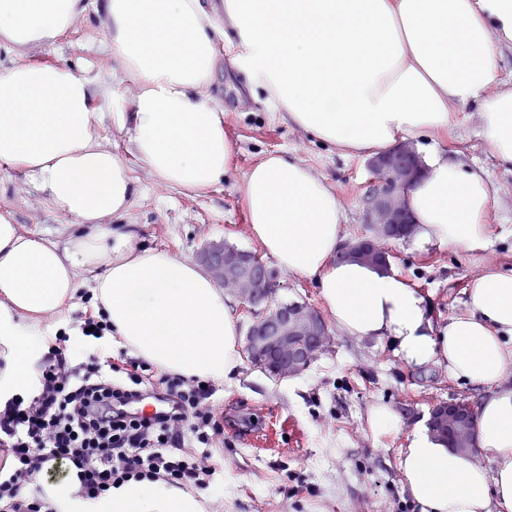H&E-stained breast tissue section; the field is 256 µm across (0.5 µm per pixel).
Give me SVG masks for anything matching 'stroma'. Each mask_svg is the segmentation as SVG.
<instances>
[{"label": "stroma", "mask_w": 512, "mask_h": 512, "mask_svg": "<svg viewBox=\"0 0 512 512\" xmlns=\"http://www.w3.org/2000/svg\"><path fill=\"white\" fill-rule=\"evenodd\" d=\"M104 19L88 12L52 46H30L0 65L51 60L82 66L98 96L120 87L134 97L118 60L104 43ZM208 95L224 109V132L235 145L229 171L206 189H184L157 180L133 164L137 192L123 217L141 240L195 259L213 241L257 251L242 199L244 176L266 152H281L334 188L346 215L347 238L364 233L360 198L370 178L366 159L322 145L307 131L278 118L275 108L250 95L229 59H221ZM481 114L462 108L453 133L439 149L466 164L483 166L496 188L489 216L491 246L480 253L446 248L411 251L390 243L392 263L428 299L434 322L463 311V293L492 267L512 264V173L498 167L479 136ZM0 213L23 231L64 240L69 217L52 211L29 178L0 167ZM215 412L224 418V440L213 451L214 480L205 489L204 512H415L403 491L399 456L413 426L427 420L431 402L475 400V389L454 381L448 368L417 370L385 343L334 334L333 343L303 374L277 380L243 362L230 382L215 383ZM388 405L398 429L377 435L368 422L373 404ZM264 416L276 430L271 446L252 445Z\"/></svg>", "instance_id": "35a3bbf8"}]
</instances>
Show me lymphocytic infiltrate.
Listing matches in <instances>:
<instances>
[{
	"label": "lymphocytic infiltrate",
	"mask_w": 512,
	"mask_h": 512,
	"mask_svg": "<svg viewBox=\"0 0 512 512\" xmlns=\"http://www.w3.org/2000/svg\"><path fill=\"white\" fill-rule=\"evenodd\" d=\"M141 362H74L56 343L37 362L38 392L0 404V512H53L21 488L52 461L69 465L81 496L95 499L130 480L203 490L224 426L203 380L161 375L152 414L132 410L144 390Z\"/></svg>",
	"instance_id": "obj_1"
}]
</instances>
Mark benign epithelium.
<instances>
[{"label": "benign epithelium", "instance_id": "obj_1", "mask_svg": "<svg viewBox=\"0 0 512 512\" xmlns=\"http://www.w3.org/2000/svg\"><path fill=\"white\" fill-rule=\"evenodd\" d=\"M418 157L411 142L368 159L370 179L361 198L370 232L364 239L344 243L339 258L354 254L389 262L385 224H406L405 191L417 173ZM199 262L226 290L235 294L254 314L245 350L249 362L277 379L306 371L329 347L331 337L321 312L306 302L277 306L274 272L266 263L250 259L246 250H227L213 243L198 255ZM448 425V441L467 440V450L478 447L474 434L473 407L461 400L435 401L429 408L428 425Z\"/></svg>", "mask_w": 512, "mask_h": 512}]
</instances>
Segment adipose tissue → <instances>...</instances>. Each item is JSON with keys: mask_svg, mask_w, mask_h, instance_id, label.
I'll return each mask as SVG.
<instances>
[{"mask_svg": "<svg viewBox=\"0 0 512 512\" xmlns=\"http://www.w3.org/2000/svg\"><path fill=\"white\" fill-rule=\"evenodd\" d=\"M88 0H0V51L55 43ZM104 38L134 99L96 98L71 66H0V165L23 173L49 207L71 218L64 242L21 230L0 214V400L40 387L47 317L81 289L112 326V343L157 370L225 381L241 363L237 318L198 263L144 244L135 225L108 227L135 194L131 162L159 180L205 189L235 151L224 111L206 96L219 43L249 90L322 144L373 155L398 140L424 145L408 190L406 240L432 249L485 250L495 193L487 172L431 146L478 106L480 136L512 170V85L498 79L496 47L512 44V0H98ZM112 124L127 157L103 147ZM249 233L285 273L313 281L337 331L389 343L410 366H447L479 394L478 448L462 452L427 425L400 452L403 487L418 512H512V265L465 289V310L433 324L424 295L394 265L337 261L345 214L333 188L281 152L249 169L242 189ZM57 512H202L197 494L163 481H129L96 499L74 482L44 483Z\"/></svg>", "mask_w": 512, "mask_h": 512, "instance_id": "ef3b65f1", "label": "adipose tissue"}]
</instances>
